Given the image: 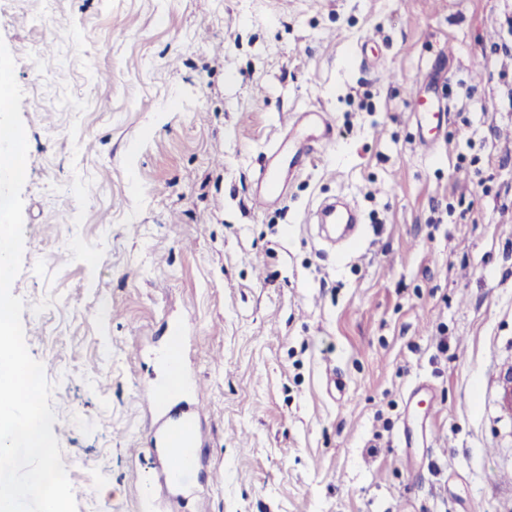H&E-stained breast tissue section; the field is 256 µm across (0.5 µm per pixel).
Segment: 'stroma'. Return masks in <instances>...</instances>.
Here are the masks:
<instances>
[{
  "label": "stroma",
  "instance_id": "obj_1",
  "mask_svg": "<svg viewBox=\"0 0 512 512\" xmlns=\"http://www.w3.org/2000/svg\"><path fill=\"white\" fill-rule=\"evenodd\" d=\"M510 36L512 0H0L28 143L12 292L77 512H181L146 405L176 328L219 474L190 512H512ZM417 84L447 109L429 149ZM316 107L332 143L254 211L282 113ZM334 196L363 224L343 254L304 221Z\"/></svg>",
  "mask_w": 512,
  "mask_h": 512
}]
</instances>
